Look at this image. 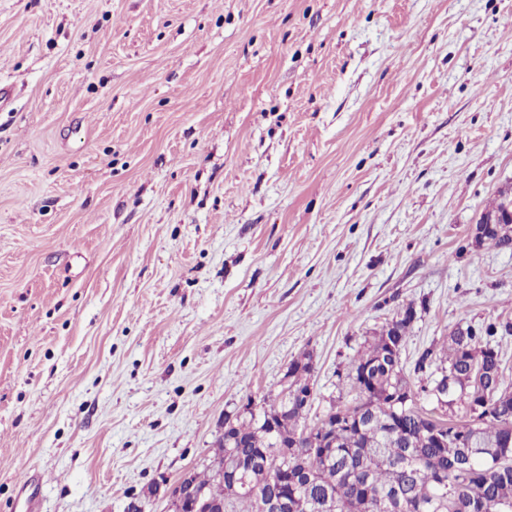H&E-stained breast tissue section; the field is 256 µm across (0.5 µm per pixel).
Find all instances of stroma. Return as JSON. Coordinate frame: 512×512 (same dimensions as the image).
I'll list each match as a JSON object with an SVG mask.
<instances>
[{"mask_svg":"<svg viewBox=\"0 0 512 512\" xmlns=\"http://www.w3.org/2000/svg\"><path fill=\"white\" fill-rule=\"evenodd\" d=\"M0 506L172 512L225 414L512 322V0H0ZM512 222V212L510 209H507L503 213L497 214V215H490L485 216L483 219V224H479L476 228L474 239L476 241V238L481 235L482 229L485 227L486 224H489L490 226L492 224H501L504 226V228H508L510 225L511 227L504 231L503 228H497L496 225H493L491 228H486L483 232L482 237L479 240V244H483L485 241H488L492 243L496 248L505 251V252H511L512 251V223L508 224L509 226H505L504 223H510Z\"/></svg>","mask_w":512,"mask_h":512,"instance_id":"1","label":"stroma"}]
</instances>
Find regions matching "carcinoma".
<instances>
[{
    "mask_svg": "<svg viewBox=\"0 0 512 512\" xmlns=\"http://www.w3.org/2000/svg\"><path fill=\"white\" fill-rule=\"evenodd\" d=\"M512 251V227L486 228L479 243ZM414 320L413 305L392 319L349 360L345 380L355 393L350 405L330 406L316 423H306L311 404L281 396L248 400L250 411L224 423V438L215 458L232 451L251 464L247 477L270 475L264 493L279 490L286 471L291 491L305 504L304 512H460L476 502L477 512H512V465L486 467L476 452L499 447L512 459V387L504 385L502 359L478 358L483 349L498 348L512 333V322L489 321L462 335L451 332L441 348L424 349L406 369L403 351ZM486 383L459 388L450 400L449 417L434 424L424 419L422 402L434 400L430 389L447 386L471 374L473 363ZM271 418L280 435L260 421ZM307 437L292 439L295 429ZM208 496L224 499L216 474L196 475Z\"/></svg>",
    "mask_w": 512,
    "mask_h": 512,
    "instance_id": "cac0c4a2",
    "label": "carcinoma"
}]
</instances>
